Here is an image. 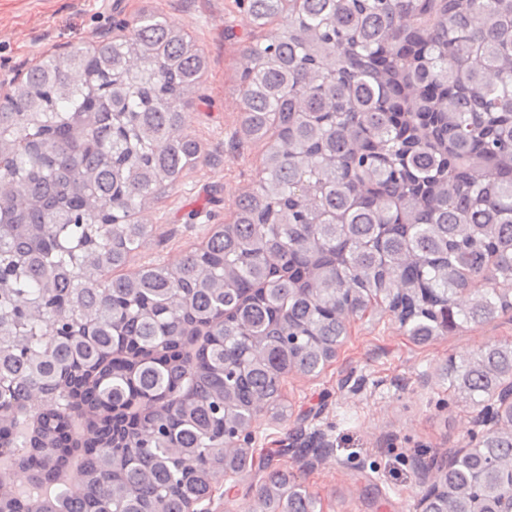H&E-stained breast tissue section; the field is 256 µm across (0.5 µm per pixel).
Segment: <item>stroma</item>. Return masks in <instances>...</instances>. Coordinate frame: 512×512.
<instances>
[{
	"label": "stroma",
	"mask_w": 512,
	"mask_h": 512,
	"mask_svg": "<svg viewBox=\"0 0 512 512\" xmlns=\"http://www.w3.org/2000/svg\"><path fill=\"white\" fill-rule=\"evenodd\" d=\"M240 0H0V75L32 68L69 44L91 46L114 22L145 7L163 14L201 48L209 67L184 109L185 129L208 159L185 172L139 221L148 242L126 264L132 275L153 259L173 264L205 245L233 219L238 197L257 179L266 149L238 142L240 51L251 30ZM512 342V311L428 343L414 342L394 314L375 309L351 318L343 345L319 373L284 380L281 420L258 415L251 446L272 468L300 477L317 498L316 512H416V461L459 449L475 409L449 391L448 360L491 342ZM318 436L327 451L299 457L290 429ZM263 471L213 483L207 512H255Z\"/></svg>",
	"instance_id": "obj_1"
}]
</instances>
